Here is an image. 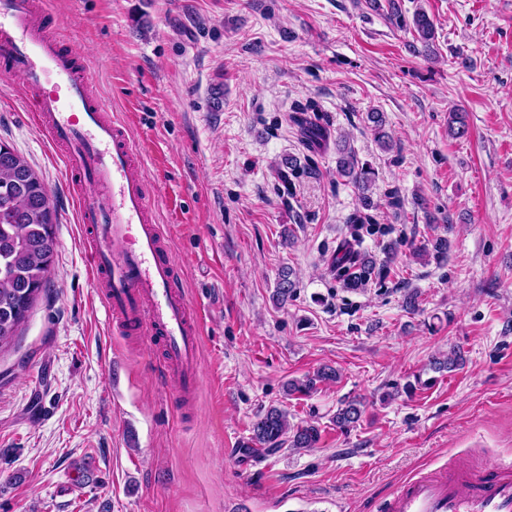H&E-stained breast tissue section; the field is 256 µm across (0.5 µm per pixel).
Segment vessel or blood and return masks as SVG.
Masks as SVG:
<instances>
[{
	"label": "vessel or blood",
	"mask_w": 512,
	"mask_h": 512,
	"mask_svg": "<svg viewBox=\"0 0 512 512\" xmlns=\"http://www.w3.org/2000/svg\"><path fill=\"white\" fill-rule=\"evenodd\" d=\"M50 0H0V77L23 80L28 116L59 149L66 173L86 185L79 217L91 281L120 331L164 343L174 394L197 388L201 314L181 290L156 224L143 156L126 124L98 95L67 34L48 32ZM386 512H512V459L448 466L409 480Z\"/></svg>",
	"instance_id": "b4317fda"
}]
</instances>
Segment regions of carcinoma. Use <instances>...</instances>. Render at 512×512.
<instances>
[{"label": "carcinoma", "mask_w": 512, "mask_h": 512, "mask_svg": "<svg viewBox=\"0 0 512 512\" xmlns=\"http://www.w3.org/2000/svg\"><path fill=\"white\" fill-rule=\"evenodd\" d=\"M413 27L424 47H429L435 38L433 19L424 11L413 16ZM298 126L311 149L328 139L327 121L317 105L308 101L295 105L289 116ZM367 119L373 123L378 140L387 150L392 144L383 131V113L369 112ZM449 131L457 138L467 134L468 126L464 113L453 111L448 118ZM339 157L336 174L345 177L359 189L366 191L374 181L375 172L369 166H360L345 146H337ZM47 189L42 179L7 144L0 143V349L11 344L17 331L25 322L29 310L39 296L45 292L48 272L54 258L56 237L54 227L58 223L55 208L45 204ZM372 208L369 197H363V210L347 218L354 226V237L367 225L374 224L367 213ZM336 279L343 286L357 289L372 278L384 274L387 262L377 263L371 255L344 243L333 261ZM295 288L293 272L284 269L279 275L273 299L288 301ZM338 379L336 370L320 368L312 375L288 382V394L307 396L317 383ZM363 413L361 402L350 400L336 411L333 422L344 431L356 427ZM321 438V431L314 425L291 428L288 412L276 406L267 409L252 424L250 440L268 454L276 453L283 445L291 448H314Z\"/></svg>", "instance_id": "1"}]
</instances>
